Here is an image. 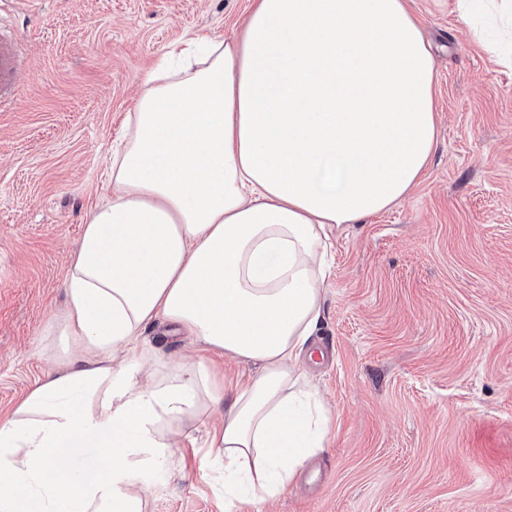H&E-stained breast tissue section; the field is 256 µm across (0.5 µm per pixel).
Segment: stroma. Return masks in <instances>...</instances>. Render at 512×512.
<instances>
[{"instance_id":"obj_1","label":"stroma","mask_w":512,"mask_h":512,"mask_svg":"<svg viewBox=\"0 0 512 512\" xmlns=\"http://www.w3.org/2000/svg\"><path fill=\"white\" fill-rule=\"evenodd\" d=\"M251 0H0L26 67L0 112V419L53 371L46 331L106 193L110 147L175 42L232 38ZM436 59L437 144L392 210L331 234L313 355L324 450L279 498L228 500L193 444L147 512H512V66L450 0H413Z\"/></svg>"}]
</instances>
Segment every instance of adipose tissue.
Masks as SVG:
<instances>
[{
	"label": "adipose tissue",
	"mask_w": 512,
	"mask_h": 512,
	"mask_svg": "<svg viewBox=\"0 0 512 512\" xmlns=\"http://www.w3.org/2000/svg\"><path fill=\"white\" fill-rule=\"evenodd\" d=\"M145 84L47 330L62 367L0 419V512H144L141 472L217 411L225 496L283 494L330 432L301 368L329 233L402 202L436 144L408 0H252L234 38L173 45ZM159 320L253 365L229 408L204 360L149 370Z\"/></svg>",
	"instance_id": "adipose-tissue-1"
}]
</instances>
